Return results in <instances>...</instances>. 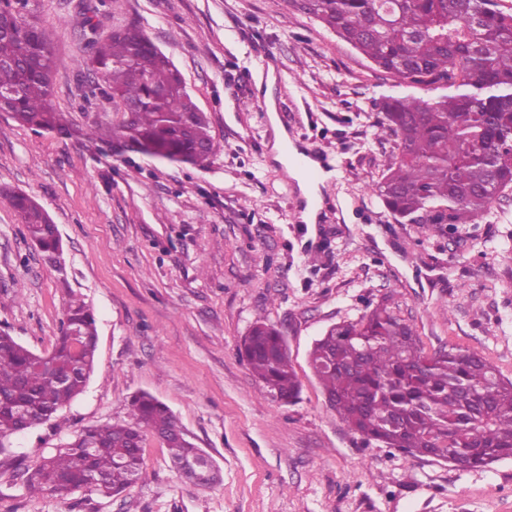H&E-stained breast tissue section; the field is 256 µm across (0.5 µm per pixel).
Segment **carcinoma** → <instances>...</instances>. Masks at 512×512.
I'll return each mask as SVG.
<instances>
[{
	"instance_id": "obj_1",
	"label": "carcinoma",
	"mask_w": 512,
	"mask_h": 512,
	"mask_svg": "<svg viewBox=\"0 0 512 512\" xmlns=\"http://www.w3.org/2000/svg\"><path fill=\"white\" fill-rule=\"evenodd\" d=\"M324 24L390 77L435 97L388 95L377 127L397 154L371 190L400 218L474 224L512 189V3L506 0H288ZM27 0H0V109L36 132L79 136L103 155L137 153L207 167L221 150L184 78L138 25L94 41L89 66L124 119L112 129L70 128L53 102L52 53L45 32L23 19ZM9 201L25 237L51 258L57 225L34 198ZM91 309L71 301L52 351L37 354L0 331V453L9 438L54 419L80 395L96 365ZM266 392L284 402L300 394L281 330L258 318L240 348ZM309 363L328 406L367 442L414 456H436L459 470L512 459V379L459 347L427 353L414 328L382 303L315 340ZM131 420L86 428L64 448L24 470L31 494L67 497L86 476L112 496L143 478V444L158 437L175 465L197 457L169 407L135 396ZM33 412L32 422L17 411Z\"/></svg>"
}]
</instances>
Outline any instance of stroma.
Wrapping results in <instances>:
<instances>
[{
	"instance_id": "1",
	"label": "stroma",
	"mask_w": 512,
	"mask_h": 512,
	"mask_svg": "<svg viewBox=\"0 0 512 512\" xmlns=\"http://www.w3.org/2000/svg\"><path fill=\"white\" fill-rule=\"evenodd\" d=\"M24 15L48 36L53 100L73 126L120 120L82 62L93 38L133 21L180 70L221 150L205 168L115 160L0 112V331L50 352L74 296L98 331L66 427L38 426L0 454V512H512V459L461 471L366 442L309 365L330 325L386 299L426 352L474 351L512 378V192L455 231L397 221L369 186L396 153L375 104L406 86L284 0H28ZM279 128L326 172L319 206L273 160ZM9 190L48 210L58 262L25 238ZM260 316L285 335L295 402L266 395L240 354ZM141 392L171 408L221 482L183 480L150 436L145 478L124 495L26 492L22 466L71 432L130 420Z\"/></svg>"
}]
</instances>
